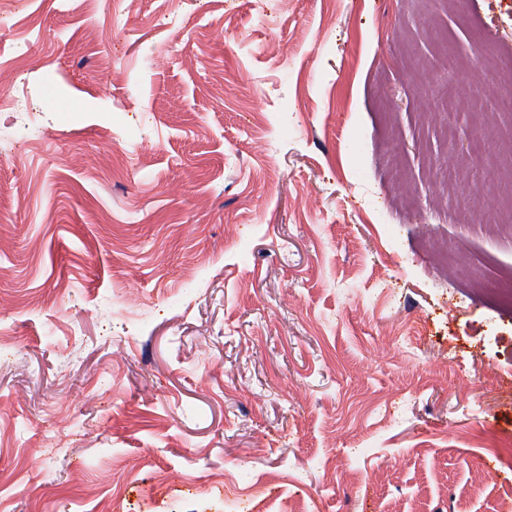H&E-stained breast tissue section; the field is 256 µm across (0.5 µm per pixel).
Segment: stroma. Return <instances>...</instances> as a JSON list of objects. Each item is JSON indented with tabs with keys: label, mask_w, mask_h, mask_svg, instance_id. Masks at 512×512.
I'll return each mask as SVG.
<instances>
[{
	"label": "stroma",
	"mask_w": 512,
	"mask_h": 512,
	"mask_svg": "<svg viewBox=\"0 0 512 512\" xmlns=\"http://www.w3.org/2000/svg\"><path fill=\"white\" fill-rule=\"evenodd\" d=\"M14 5L0 512H502L512 0Z\"/></svg>",
	"instance_id": "obj_1"
}]
</instances>
